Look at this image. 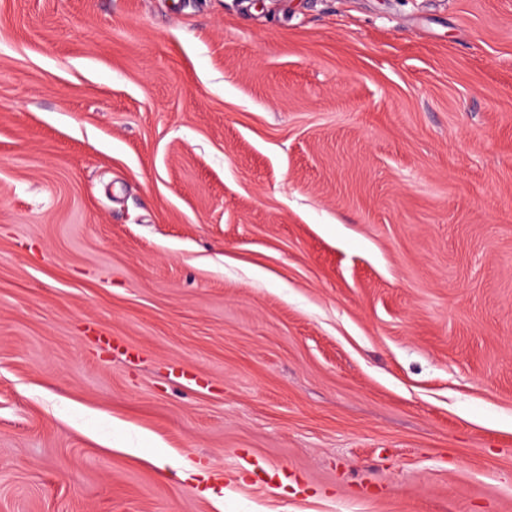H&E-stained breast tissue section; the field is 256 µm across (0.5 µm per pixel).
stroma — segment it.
I'll list each match as a JSON object with an SVG mask.
<instances>
[{"instance_id": "obj_1", "label": "stroma", "mask_w": 512, "mask_h": 512, "mask_svg": "<svg viewBox=\"0 0 512 512\" xmlns=\"http://www.w3.org/2000/svg\"><path fill=\"white\" fill-rule=\"evenodd\" d=\"M0 512H512V0H0Z\"/></svg>"}]
</instances>
